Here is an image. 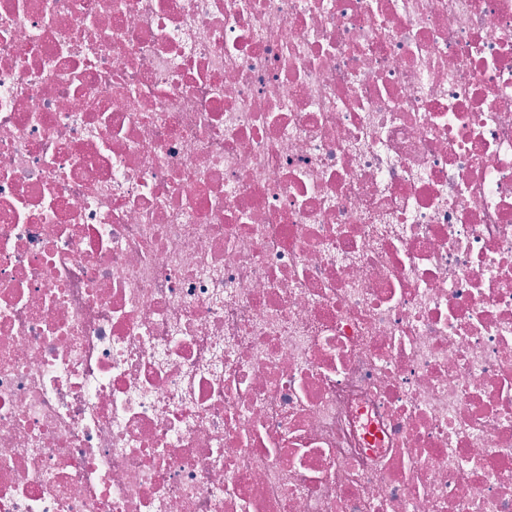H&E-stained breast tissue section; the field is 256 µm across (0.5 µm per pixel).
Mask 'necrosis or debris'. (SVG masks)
I'll use <instances>...</instances> for the list:
<instances>
[{
    "mask_svg": "<svg viewBox=\"0 0 512 512\" xmlns=\"http://www.w3.org/2000/svg\"><path fill=\"white\" fill-rule=\"evenodd\" d=\"M0 512H512V0H0Z\"/></svg>",
    "mask_w": 512,
    "mask_h": 512,
    "instance_id": "obj_1",
    "label": "necrosis or debris"
}]
</instances>
